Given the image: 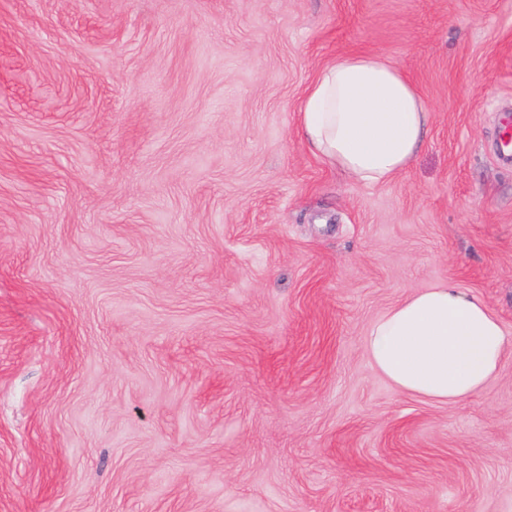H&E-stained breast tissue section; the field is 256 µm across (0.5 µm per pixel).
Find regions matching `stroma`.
<instances>
[{"label":"stroma","mask_w":512,"mask_h":512,"mask_svg":"<svg viewBox=\"0 0 512 512\" xmlns=\"http://www.w3.org/2000/svg\"><path fill=\"white\" fill-rule=\"evenodd\" d=\"M376 53L431 111L366 185L298 132ZM512 0H0V512H512V347L437 403L371 323L512 339ZM495 312L452 280L414 293L370 326L372 368L397 389L455 403L493 379L509 344Z\"/></svg>","instance_id":"35a3bbf8"}]
</instances>
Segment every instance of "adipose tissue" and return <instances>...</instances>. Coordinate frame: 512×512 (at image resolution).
<instances>
[{
	"label": "adipose tissue",
	"instance_id": "1",
	"mask_svg": "<svg viewBox=\"0 0 512 512\" xmlns=\"http://www.w3.org/2000/svg\"><path fill=\"white\" fill-rule=\"evenodd\" d=\"M428 122L426 104L399 69L352 54L308 87L299 132L314 155L376 185L407 168ZM511 341L487 303L448 280L387 309L371 324L366 349L375 372L397 389L455 403L496 376Z\"/></svg>",
	"mask_w": 512,
	"mask_h": 512
}]
</instances>
